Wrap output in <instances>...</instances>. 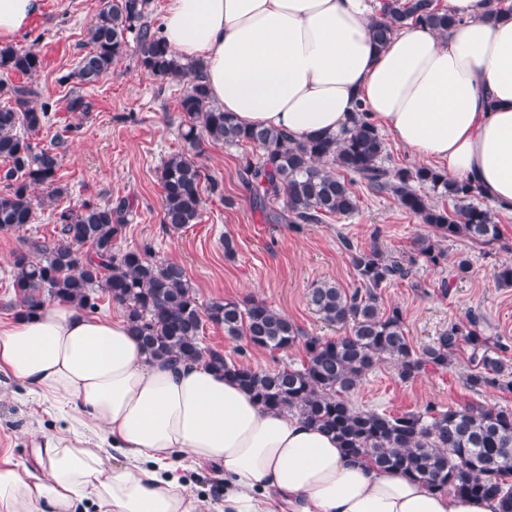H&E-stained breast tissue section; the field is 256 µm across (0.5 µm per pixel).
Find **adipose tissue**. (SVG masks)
<instances>
[{"label":"adipose tissue","instance_id":"1","mask_svg":"<svg viewBox=\"0 0 512 512\" xmlns=\"http://www.w3.org/2000/svg\"><path fill=\"white\" fill-rule=\"evenodd\" d=\"M461 24L372 36L377 0H167L162 34L197 61L211 102L295 140L336 136L358 107L422 162L512 212V11L445 0ZM42 0H0V39ZM0 373L77 414L34 465L0 463V512H208L182 471L224 477V512H502L347 454L200 361L150 357L124 315L55 302L0 323Z\"/></svg>","mask_w":512,"mask_h":512}]
</instances>
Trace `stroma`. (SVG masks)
Here are the masks:
<instances>
[{
	"mask_svg": "<svg viewBox=\"0 0 512 512\" xmlns=\"http://www.w3.org/2000/svg\"><path fill=\"white\" fill-rule=\"evenodd\" d=\"M105 3L43 0L41 14L12 40L16 46H36L43 59L33 84L41 100L51 104L54 118L32 133L31 140L40 147L64 141L58 184L65 192L55 198L49 188H39L38 196L49 204L39 210L35 223L0 233V322L16 316L11 267L14 254L25 249L29 238L56 237L54 215L62 208L127 197L134 208L119 247L148 244L158 258L182 264L201 303L261 300L288 317L302 335L337 336L338 328L307 304L312 284L334 280L346 288L355 286L348 245L366 248L376 239L398 254L415 238L434 236V229L404 211L392 195L366 189L360 190L359 208L349 217H331L298 230L266 223L240 175L244 146H208L197 153L181 139L180 84L144 71L132 51L96 87L72 79L88 50L87 30ZM76 96L83 97L87 111H69L68 102ZM181 152L188 153L206 179L217 180L222 191L204 193L199 223L173 231L162 223L160 168L168 156ZM496 217L502 229L499 242L481 244L460 236L447 244L449 255H469L467 278H452L448 268L421 262L411 279L382 290V307L402 310L406 334L415 346L428 343L448 324L477 316L486 335L508 345L506 357L512 361V288L499 287L493 276L495 268L512 263V213L500 211ZM227 237L235 242L231 259L224 255ZM203 342L256 370L297 367L305 358L302 345L284 351L257 349L210 323L204 326ZM468 372L467 360L461 359L447 370L404 382L394 363L384 360L365 375L351 401L358 408L394 415L421 412L429 405L441 410L467 404L512 408V392L467 388ZM34 419L43 433L68 432L69 424L55 406L37 404L18 381L0 374V458L8 455L33 464L38 441L29 427Z\"/></svg>",
	"mask_w": 512,
	"mask_h": 512,
	"instance_id": "obj_1",
	"label": "stroma"
}]
</instances>
